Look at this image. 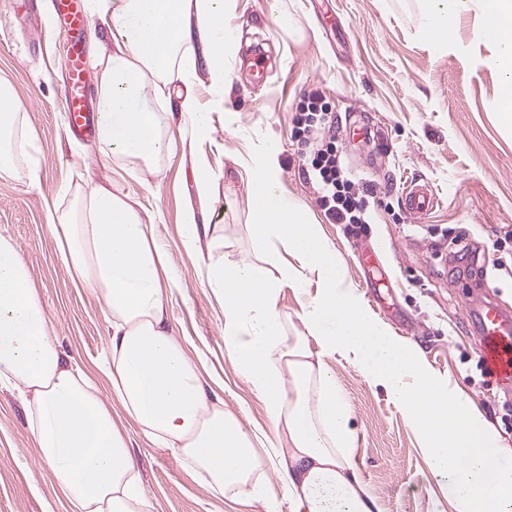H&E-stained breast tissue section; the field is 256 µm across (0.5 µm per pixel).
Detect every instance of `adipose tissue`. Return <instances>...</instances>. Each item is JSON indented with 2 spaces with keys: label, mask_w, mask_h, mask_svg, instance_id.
<instances>
[{
  "label": "adipose tissue",
  "mask_w": 512,
  "mask_h": 512,
  "mask_svg": "<svg viewBox=\"0 0 512 512\" xmlns=\"http://www.w3.org/2000/svg\"><path fill=\"white\" fill-rule=\"evenodd\" d=\"M422 38L455 44V19L474 12L476 36L494 44L487 66L503 75L498 108L512 125V0H422ZM235 0H92L106 24L110 53L93 55L99 121L96 151L130 169L155 168L169 153L174 126L158 107L176 99L193 117L190 135L206 139L194 74L204 55L218 102L225 62L235 51L224 23ZM203 38L201 53L190 43ZM36 168L23 110L0 82V176ZM250 186L253 260L209 257L205 280L224 311V345L235 370L262 400L274 425L265 454L260 438L211 399L199 365L169 321L175 279L156 241L155 218L125 194L95 185L76 190L68 208L51 204L47 223L71 280L104 303L109 340L105 372L123 413L154 444L204 480L215 494L248 496L279 512L278 480L290 512H381L353 458L352 411L326 363L337 355L371 385L383 387L421 441L429 470L447 481L453 512H512V448L465 398L434 375L419 350L391 336L346 280L342 260L308 207L285 192L276 147L245 164ZM289 250L298 264L281 258ZM317 294L302 308V332L278 307L283 287ZM319 352H311L310 341ZM25 399L28 430L42 462L74 512H148L149 500L127 440L97 389L64 356L48 326L16 246L0 236V384Z\"/></svg>",
  "instance_id": "adipose-tissue-1"
}]
</instances>
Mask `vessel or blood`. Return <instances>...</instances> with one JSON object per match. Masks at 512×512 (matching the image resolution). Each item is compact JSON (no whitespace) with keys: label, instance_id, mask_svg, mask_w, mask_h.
<instances>
[{"label":"vessel or blood","instance_id":"vessel-or-blood-1","mask_svg":"<svg viewBox=\"0 0 512 512\" xmlns=\"http://www.w3.org/2000/svg\"><path fill=\"white\" fill-rule=\"evenodd\" d=\"M52 3L69 37L63 104L68 114L70 133L81 137L94 133L96 124L87 102L82 67V32L89 21V12L86 0H52ZM404 204L412 216L421 220L439 206L440 199L432 186L415 180L410 182L404 193ZM469 308L478 318L482 359L495 376L512 380V314L489 294L471 300Z\"/></svg>","mask_w":512,"mask_h":512}]
</instances>
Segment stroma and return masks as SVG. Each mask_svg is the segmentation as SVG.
<instances>
[{
  "label": "stroma",
  "mask_w": 512,
  "mask_h": 512,
  "mask_svg": "<svg viewBox=\"0 0 512 512\" xmlns=\"http://www.w3.org/2000/svg\"><path fill=\"white\" fill-rule=\"evenodd\" d=\"M421 19L419 0H236L228 23L247 30L241 49L261 47L267 73L254 79L242 58H233L231 101L223 108L212 105L206 68L198 66L196 96L212 136H176L154 175L125 171L121 160L97 156L94 141L69 137L65 39L51 0H0V81L12 85L27 113L38 160L36 176L22 169L0 177V235L17 246L62 350L103 399L111 397L103 302L70 281L45 220L48 203H67V190L86 183L111 185L155 214L176 278L169 311L176 338L202 362L225 409L246 428L272 433L263 403L226 355L224 314L203 273L208 254L249 257L244 163L271 141L286 191L308 206L347 280L368 300V281L384 291L381 302L369 300L370 316L419 349L432 371L452 378L512 448V385L501 387L482 373L468 310L469 297L486 286L512 309V125L499 117L502 79L483 63L493 47L475 36L473 14L457 18L459 39L447 51L420 38ZM314 90L336 115L346 166L376 194L371 222L356 236L329 222L303 175L306 149L293 136L294 117ZM200 154L216 175L205 194L194 177ZM412 178L441 199L419 223L403 204ZM189 211L198 224L222 230L218 241L200 238L192 253L184 247ZM461 233L466 247L487 259L485 282H476L474 262L449 255ZM328 364L353 414L358 474L382 512H447L444 480L428 469L418 435L385 389L343 358ZM112 415L130 443L151 512H260L249 499L215 495L169 449L148 442L120 406ZM0 512H70L39 459L24 399L6 387H0Z\"/></svg>",
  "instance_id": "obj_1"
}]
</instances>
